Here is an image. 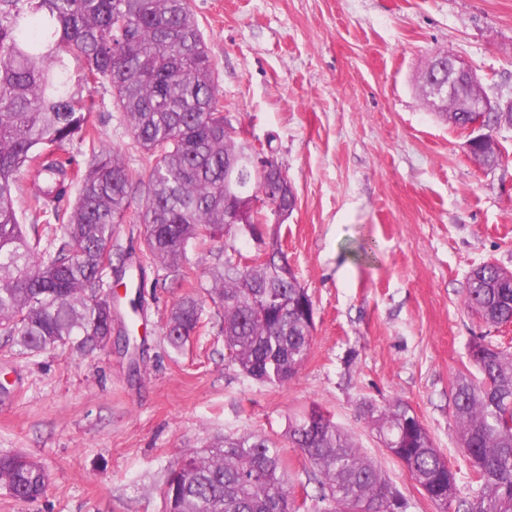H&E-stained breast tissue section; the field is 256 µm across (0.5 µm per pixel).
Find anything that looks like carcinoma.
Instances as JSON below:
<instances>
[{"label": "carcinoma", "instance_id": "cac0c4a2", "mask_svg": "<svg viewBox=\"0 0 512 512\" xmlns=\"http://www.w3.org/2000/svg\"><path fill=\"white\" fill-rule=\"evenodd\" d=\"M107 81L115 109L148 159L143 172L99 147L88 167H72L64 148L90 134L96 110L86 87ZM493 168L501 153L475 143ZM252 143L224 116L208 47L188 0H0V340L21 355L46 350L91 354L107 347L108 294L102 272L126 276L128 257L112 266L115 225L141 192L146 257L184 280L183 260L196 240L228 235L265 246L251 263L218 261L203 287L220 313L224 348L239 370L282 385L305 364L314 305L279 243L274 209L294 210L282 168L252 167ZM30 183L35 215L57 227L26 225L15 207L19 179ZM71 210L60 208L73 181ZM246 227L225 217L242 198ZM465 305L492 326L512 322V271L493 262L468 277ZM204 300H178L163 327L184 350L198 332ZM480 377L457 378L454 417L479 485L467 512H512V354L472 347ZM387 451L439 508L448 512L454 477L430 433L404 403L364 405ZM285 438L320 474L313 512H407V500L359 451L328 412L312 404L288 418ZM50 475L25 454H0V488L21 501L45 495ZM167 512H298L289 498L280 446L260 435L218 437L186 451L165 481Z\"/></svg>", "mask_w": 512, "mask_h": 512}]
</instances>
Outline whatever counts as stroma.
I'll return each mask as SVG.
<instances>
[{
    "label": "stroma",
    "mask_w": 512,
    "mask_h": 512,
    "mask_svg": "<svg viewBox=\"0 0 512 512\" xmlns=\"http://www.w3.org/2000/svg\"><path fill=\"white\" fill-rule=\"evenodd\" d=\"M190 9L225 117L276 154L294 188L282 248L314 303L309 357L282 386L242 374L213 307L191 347L168 345L162 325L175 302L230 249L253 255L249 238L189 247L178 286L148 266L136 356L22 357L0 346V453L34 457L51 476L33 502L0 490V512H165L170 469L220 435L280 442L296 498H315L316 470L284 441L289 416L313 404L404 494L407 512H439L360 413L397 399L448 460V512H467L475 491L454 381L476 373L477 339L512 353V323L488 325L464 304L474 267L512 271V126L493 132L501 163L479 167L466 132L426 105L419 76L430 54L449 50L490 97L512 100V0H190ZM93 95V135L67 156L83 168L105 144L144 171L109 84ZM350 240L374 242L376 260L355 261Z\"/></svg>",
    "instance_id": "1"
}]
</instances>
